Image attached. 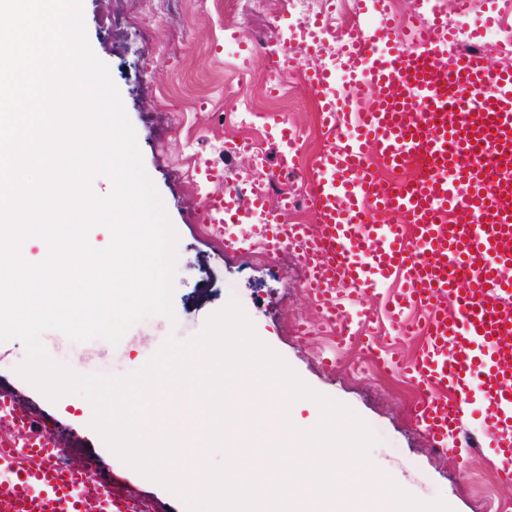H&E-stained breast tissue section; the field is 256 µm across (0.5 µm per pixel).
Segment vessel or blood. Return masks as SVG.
<instances>
[{"instance_id":"obj_1","label":"vessel or blood","mask_w":512,"mask_h":512,"mask_svg":"<svg viewBox=\"0 0 512 512\" xmlns=\"http://www.w3.org/2000/svg\"><path fill=\"white\" fill-rule=\"evenodd\" d=\"M380 28L361 24L320 41L280 49L274 68L295 66L298 53L334 42L348 72L342 94L336 73L306 71L318 121L328 143L303 172L313 225L291 224L293 207H266L269 184L231 183L206 195L199 213L228 253L244 238L267 254H294L302 285L340 342L353 327L339 287L368 299L401 281L389 313L402 335L420 344L409 361L384 358L375 337L364 348L416 383L415 420L435 448L470 455L480 445L462 420L484 414L489 450L503 479L512 481V70H492L485 52L462 47L443 12L399 22L389 0H374ZM288 146L279 170H294L297 137L277 122ZM426 159L429 171L406 179L400 171ZM261 223H252L255 213ZM245 225L244 235L229 232ZM0 419L25 430L37 467L0 480V512H142L121 492L87 484L73 463L58 424L0 393Z\"/></svg>"}]
</instances>
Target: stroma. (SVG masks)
Segmentation results:
<instances>
[{"label":"stroma","mask_w":512,"mask_h":512,"mask_svg":"<svg viewBox=\"0 0 512 512\" xmlns=\"http://www.w3.org/2000/svg\"><path fill=\"white\" fill-rule=\"evenodd\" d=\"M88 43L108 64L133 125L144 168L179 236L173 281L174 318H142L118 344L77 342L45 333L56 361L81 375L125 376L142 368L168 336L187 340L207 318L237 300L257 335L316 391L348 405L377 438L373 464L417 499L443 498L454 512H487V504L512 503V483L500 481L490 457H459L434 450L417 425L418 397L407 380L367 364L356 372L353 349L335 348L322 334L317 304L307 295L300 263L290 253H225L195 214L205 193L223 180L200 184L195 166L211 160L226 178L259 179L276 171L282 145L264 118L279 113L300 136L301 166L312 167L325 146L314 96L297 94L298 78L329 64L336 48L299 55L286 89L271 92L268 58L286 28L313 18L309 0H82ZM258 142V154L227 151L234 140ZM21 342L0 343V389L35 414L57 419L59 434L81 457L96 459L93 484L120 490L147 512H181L180 497L142 481L119 460L72 401H49L15 371Z\"/></svg>","instance_id":"1"}]
</instances>
